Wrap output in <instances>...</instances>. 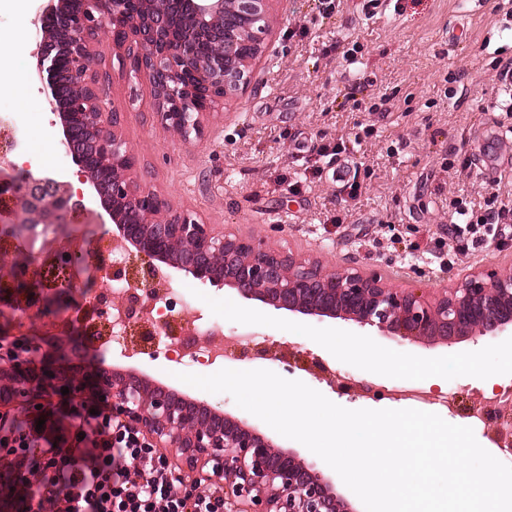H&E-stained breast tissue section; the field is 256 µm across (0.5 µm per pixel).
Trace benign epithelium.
<instances>
[{"mask_svg":"<svg viewBox=\"0 0 512 512\" xmlns=\"http://www.w3.org/2000/svg\"><path fill=\"white\" fill-rule=\"evenodd\" d=\"M270 0H86L87 10L70 14V0H38L34 25L42 38L30 54L32 70L54 115L58 144L74 166L70 180L27 173L15 185L0 182V196L23 215L14 225L26 242L24 260L0 240V296L10 293L15 308L32 318L50 316L44 297L77 288L75 277L44 284L40 270L59 264L61 255L84 267H112L103 289L90 303L103 322L111 318L110 282L124 277L123 261L107 263L112 247L144 263L146 278L132 284L123 304L128 326L150 324L157 336L164 318L151 315L157 289L169 288L174 273L212 286L228 287L245 300L276 310L317 318L352 321L376 329L396 343H474L512 330V270L475 272L452 288L418 294L372 272L327 267L267 246L263 236L237 237L215 231L194 216L173 209L134 176L135 159L122 133L123 113L113 108L112 66L97 50L103 36L125 75L151 87L152 117L183 139L200 137L205 118L224 100L247 88L252 65L271 32ZM59 17L69 39L59 41L45 28ZM212 52L201 55L195 43ZM70 83L81 90L63 98L61 57ZM112 223L109 239L88 249L64 238L77 216L89 224ZM134 353H112L98 383L112 397V418L140 433L156 454L180 450L193 482L224 486V498L247 503L243 512H346L344 499L314 464L246 426L207 401L124 368ZM31 357L18 355L0 368V407L26 410Z\"/></svg>","mask_w":512,"mask_h":512,"instance_id":"7a95c632","label":"benign epithelium"}]
</instances>
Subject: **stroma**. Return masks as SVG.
I'll return each mask as SVG.
<instances>
[{
	"label": "stroma",
	"instance_id": "35a3bbf8",
	"mask_svg": "<svg viewBox=\"0 0 512 512\" xmlns=\"http://www.w3.org/2000/svg\"><path fill=\"white\" fill-rule=\"evenodd\" d=\"M271 16L250 84L209 116L201 137L186 140L157 123L148 82L114 73L112 102L125 113L123 134L143 184L215 230L258 233L273 249L370 269L403 288L434 293L467 273L512 265V230L486 248L449 232L458 221L453 201L476 208L493 188L512 200V138L496 137L499 127L512 128V117L501 113L505 96L495 71L512 58V0L502 12L492 0H387L379 12L370 0H273ZM459 27V45L449 46V31ZM380 97L392 106L383 116L370 110ZM9 107L41 156L40 174L57 177L63 153L44 95L29 85L27 97L10 99ZM339 142L345 149L337 162L321 161L320 178L289 192L311 147ZM339 163L348 165L356 193L333 179ZM176 284L205 319L228 332H254L248 351L228 368L273 371L347 409L407 408L404 400L359 396L370 380L390 389L411 381L436 392L451 386L464 398L492 383L512 384V335L483 345L397 344L350 321L275 311L189 276ZM61 316L74 319L81 349L55 354V364L75 365L83 390H96L99 367L112 361L94 335L97 316L78 291ZM171 342L134 341L136 365L270 433L231 395L178 380L185 366L167 360ZM358 345L370 357L353 356ZM380 358L393 368L378 367Z\"/></svg>",
	"mask_w": 512,
	"mask_h": 512
}]
</instances>
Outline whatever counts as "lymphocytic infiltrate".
I'll return each mask as SVG.
<instances>
[{
  "label": "lymphocytic infiltrate",
  "instance_id": "1",
  "mask_svg": "<svg viewBox=\"0 0 512 512\" xmlns=\"http://www.w3.org/2000/svg\"><path fill=\"white\" fill-rule=\"evenodd\" d=\"M455 234H488L491 225L512 218V205L490 194L483 212L461 210ZM58 406L83 418L88 432L72 444L44 447L46 435L32 425L0 416V471L18 477L39 472L28 497L38 512H225L223 487L208 484L183 492L175 476L138 432L113 420L102 399L60 396Z\"/></svg>",
  "mask_w": 512,
  "mask_h": 512
}]
</instances>
